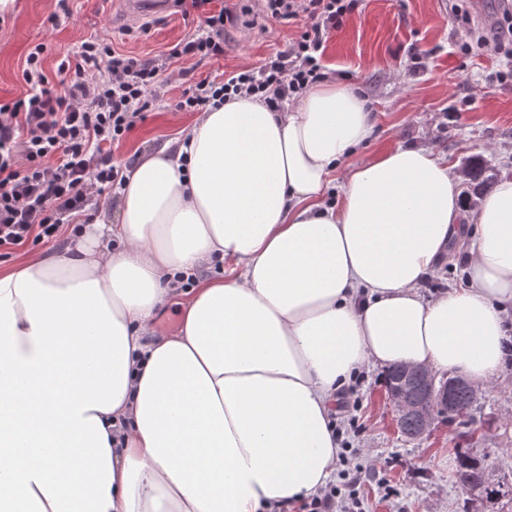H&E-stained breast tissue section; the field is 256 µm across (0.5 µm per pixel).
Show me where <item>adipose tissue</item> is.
Here are the masks:
<instances>
[{
  "mask_svg": "<svg viewBox=\"0 0 512 512\" xmlns=\"http://www.w3.org/2000/svg\"><path fill=\"white\" fill-rule=\"evenodd\" d=\"M374 130L341 82L277 112L232 97L132 168L120 223L0 270V512L296 508L334 478L355 371L499 375L512 177L475 212L466 285L426 297L464 199L424 147L348 165ZM174 297L180 326L156 335Z\"/></svg>",
  "mask_w": 512,
  "mask_h": 512,
  "instance_id": "obj_1",
  "label": "adipose tissue"
}]
</instances>
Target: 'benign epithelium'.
I'll return each instance as SVG.
<instances>
[{"mask_svg": "<svg viewBox=\"0 0 512 512\" xmlns=\"http://www.w3.org/2000/svg\"><path fill=\"white\" fill-rule=\"evenodd\" d=\"M424 379V394L414 395L411 384L414 380ZM471 384L460 375L446 376L438 379L437 375L421 367H411L405 370V376L393 387L389 388L388 400L394 409L395 420L413 417L418 422L421 439L429 434L435 422V410L440 406L450 404L451 398L461 388H469Z\"/></svg>", "mask_w": 512, "mask_h": 512, "instance_id": "7a95c632", "label": "benign epithelium"}]
</instances>
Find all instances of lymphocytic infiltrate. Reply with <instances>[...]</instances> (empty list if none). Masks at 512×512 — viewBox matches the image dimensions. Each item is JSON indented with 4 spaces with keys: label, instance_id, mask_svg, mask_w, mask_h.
<instances>
[{
    "label": "lymphocytic infiltrate",
    "instance_id": "obj_1",
    "mask_svg": "<svg viewBox=\"0 0 512 512\" xmlns=\"http://www.w3.org/2000/svg\"><path fill=\"white\" fill-rule=\"evenodd\" d=\"M212 0H191L201 24L169 52L170 58H213L224 53L227 9ZM271 18L309 23L286 50L261 66L222 81L202 78L185 88L181 111L216 107L232 95H256L272 108L299 97L325 77L323 47L354 8V0H265ZM458 24L466 39L463 53L479 48L503 61L500 78L512 77V10H503L489 33L476 31L468 13ZM43 46L26 58L23 78L30 91L0 105V249L55 240L63 226L85 215L96 197L117 191L126 165L114 162L112 147L146 111L156 92L160 65L127 56L100 39L83 42L65 56L59 72L68 76L61 90L48 88Z\"/></svg>",
    "mask_w": 512,
    "mask_h": 512
}]
</instances>
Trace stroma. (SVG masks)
Instances as JSON below:
<instances>
[{
  "label": "stroma",
  "instance_id": "stroma-1",
  "mask_svg": "<svg viewBox=\"0 0 512 512\" xmlns=\"http://www.w3.org/2000/svg\"><path fill=\"white\" fill-rule=\"evenodd\" d=\"M456 0H356L341 27L332 31L323 55L329 79L356 89L376 120L373 139L353 163L372 160L397 145H424L448 162L467 204L489 193L468 179L465 166L478 157L497 175H512V79L498 77L497 59L459 50L454 23ZM230 10L224 54L182 58L163 100L136 119L118 146L115 161L154 153L178 137L195 113L176 110L183 88L204 77L224 79L256 67L285 50L305 28L306 16L285 22L268 17L262 0H214ZM200 18L190 5H173L146 20L124 19L109 0H16L14 13L0 20V104L28 91L23 68L28 53L44 45L43 67L59 85L57 63L89 39H108L114 49L143 60L164 61L170 48L192 33ZM468 248L457 243L449 258L424 283L436 296L466 283ZM381 375L363 371L337 393L336 424L354 454L336 477L359 473L360 512H462L464 498L454 481L456 452L468 431L497 475L512 477V370L479 384L470 425L436 420L431 438L406 441L398 433Z\"/></svg>",
  "mask_w": 512,
  "mask_h": 512
}]
</instances>
